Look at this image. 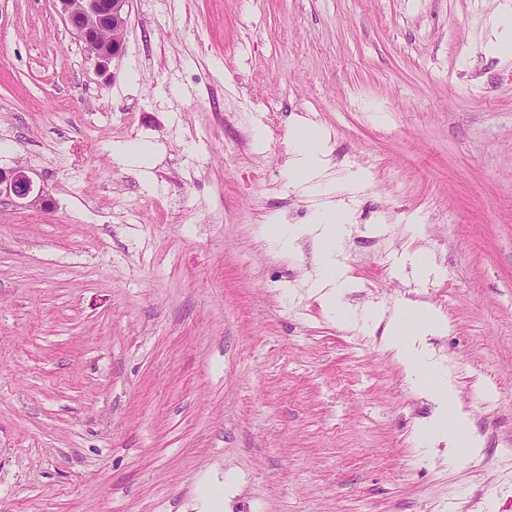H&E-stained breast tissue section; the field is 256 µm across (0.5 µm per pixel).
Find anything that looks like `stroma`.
<instances>
[{
    "label": "stroma",
    "instance_id": "1",
    "mask_svg": "<svg viewBox=\"0 0 512 512\" xmlns=\"http://www.w3.org/2000/svg\"><path fill=\"white\" fill-rule=\"evenodd\" d=\"M503 2L131 0L102 72L56 0H0V168L50 195L0 198V512H201L220 485L223 512H512ZM300 125L329 136L326 181L369 174L346 307L448 322L419 346L482 441L465 467L414 442L438 405L384 326L311 294L313 243L261 232L322 204L288 182ZM414 250L440 276L397 274ZM502 13L506 16V19L500 24L501 30L496 33L495 39L489 41L486 46V48L492 52L511 49L512 46L511 11L508 3L502 6Z\"/></svg>",
    "mask_w": 512,
    "mask_h": 512
}]
</instances>
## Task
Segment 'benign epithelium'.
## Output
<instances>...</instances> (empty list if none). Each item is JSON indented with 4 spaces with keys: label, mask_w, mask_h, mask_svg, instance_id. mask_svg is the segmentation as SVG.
<instances>
[{
    "label": "benign epithelium",
    "mask_w": 512,
    "mask_h": 512,
    "mask_svg": "<svg viewBox=\"0 0 512 512\" xmlns=\"http://www.w3.org/2000/svg\"><path fill=\"white\" fill-rule=\"evenodd\" d=\"M67 24L84 42L95 65L105 70L124 47L129 0H59ZM0 197L22 200L27 207L46 202L44 188L35 187L23 166L0 168Z\"/></svg>",
    "instance_id": "1"
}]
</instances>
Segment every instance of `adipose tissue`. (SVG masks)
Here are the masks:
<instances>
[{
	"label": "adipose tissue",
	"mask_w": 512,
	"mask_h": 512,
	"mask_svg": "<svg viewBox=\"0 0 512 512\" xmlns=\"http://www.w3.org/2000/svg\"><path fill=\"white\" fill-rule=\"evenodd\" d=\"M292 142L288 159L290 182L300 186L306 194L327 195L323 173L328 163V152L323 137L300 126ZM264 232L284 255L293 252L301 239L311 238L320 243L317 271L309 278L308 288L319 294L324 309L343 323L360 322L367 326L385 323L386 346L407 379L432 394L439 405L437 416L418 429V437L447 439L449 465L465 466L474 461L481 447L466 412L456 400L453 388L438 363L416 346L421 336L441 327V317L418 302L404 303L389 315L374 305L359 314L344 306L342 298L352 282L340 259L339 244L349 232L342 205L333 204L319 210L313 223L295 226L273 223L266 225Z\"/></svg>",
	"instance_id": "adipose-tissue-1"
}]
</instances>
